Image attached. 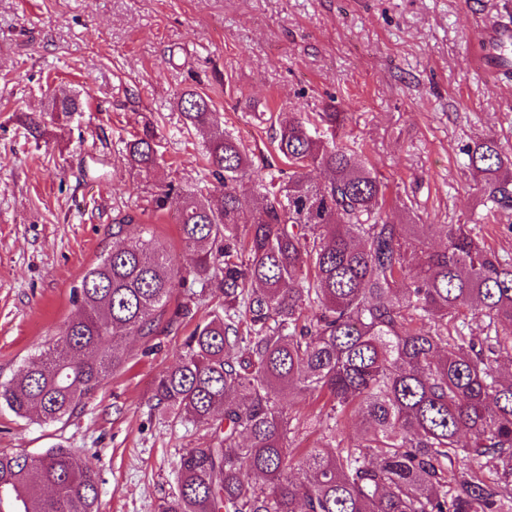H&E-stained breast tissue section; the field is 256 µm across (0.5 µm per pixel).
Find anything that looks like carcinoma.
Instances as JSON below:
<instances>
[{
    "label": "carcinoma",
    "instance_id": "1",
    "mask_svg": "<svg viewBox=\"0 0 512 512\" xmlns=\"http://www.w3.org/2000/svg\"><path fill=\"white\" fill-rule=\"evenodd\" d=\"M184 124L206 143V167L224 194L169 187L155 200L177 212L187 265L125 213L122 246L86 270L73 290L79 313L17 377L0 406L20 418L60 422L82 411L128 361L125 338L168 333L193 316L168 311L187 278L215 304L185 339L154 399L170 417L205 427L212 444L181 456L177 489L160 512H512V261L486 248L468 224L383 218L384 183L352 146H329L297 117L282 122L277 156L288 178L255 181L263 204L245 217L252 164L224 131L211 98L176 94ZM80 93L47 111L80 112ZM480 191L512 212V157L483 139L466 150ZM151 127L128 143V164L149 171ZM328 171L322 183L303 173ZM248 228L240 231V225ZM424 259L414 265V255ZM486 319L478 334L468 319ZM323 398L325 444L294 461L284 402ZM356 415L350 437L340 416ZM264 483L253 482L254 475ZM95 471L68 448L37 459L0 452V512H98Z\"/></svg>",
    "mask_w": 512,
    "mask_h": 512
}]
</instances>
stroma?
Returning a JSON list of instances; mask_svg holds the SVG:
<instances>
[{
	"label": "stroma",
	"instance_id": "1",
	"mask_svg": "<svg viewBox=\"0 0 512 512\" xmlns=\"http://www.w3.org/2000/svg\"><path fill=\"white\" fill-rule=\"evenodd\" d=\"M512 0H0V383L47 349L77 306L71 290L111 252L116 218L137 214L174 258L165 185L220 195L203 143L174 102L209 92L224 128L267 178L278 176L279 113L322 141L357 142L397 224H470L512 259V214L492 215L465 151L512 149V81L476 70L468 48ZM90 89L56 116L49 90ZM339 113L335 128L316 113ZM153 127L156 166L130 168L125 144ZM209 308L179 335L128 337L130 359L82 412L51 424L0 407V451L68 448L99 479V512H159L188 448L207 429L156 408L154 381Z\"/></svg>",
	"mask_w": 512,
	"mask_h": 512
}]
</instances>
